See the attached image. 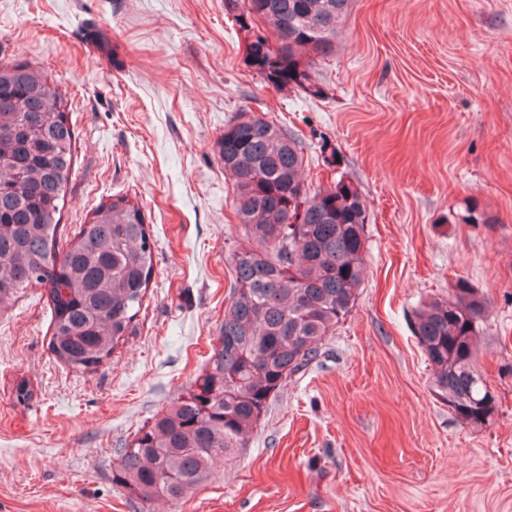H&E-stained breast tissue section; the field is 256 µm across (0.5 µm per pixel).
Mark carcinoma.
<instances>
[{"label": "carcinoma", "mask_w": 512, "mask_h": 512, "mask_svg": "<svg viewBox=\"0 0 512 512\" xmlns=\"http://www.w3.org/2000/svg\"><path fill=\"white\" fill-rule=\"evenodd\" d=\"M240 40L269 27L277 40L245 45L244 63L267 84L324 96L314 59L334 51L350 0H232ZM67 104L30 62L0 66V314L33 286L51 309L48 349L72 371L102 366L139 312L153 271L145 214L125 195L100 203L66 249L58 227L74 164ZM236 180L234 210L243 239L233 254L235 282L218 343L202 375L117 449L112 480L145 502L180 503L214 467L248 444L291 374L352 310L361 285L367 206L341 175L310 193L303 148L264 115L242 111L219 142ZM486 300L459 278L448 295L415 312L414 333L433 385L463 423L489 422L486 381L473 337Z\"/></svg>", "instance_id": "carcinoma-1"}]
</instances>
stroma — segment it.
Segmentation results:
<instances>
[{
  "mask_svg": "<svg viewBox=\"0 0 512 512\" xmlns=\"http://www.w3.org/2000/svg\"><path fill=\"white\" fill-rule=\"evenodd\" d=\"M17 61L68 102L62 240L125 195L154 247L132 332L95 373L53 359L42 288L0 315V512H512V0H351L316 99L251 72L224 0H0V63ZM242 110L299 135L305 186L342 173L361 191L363 281L247 448L178 505L146 503L113 482L116 450L217 342L243 238L218 143ZM460 278L487 298L482 426L437 393L413 331Z\"/></svg>",
  "mask_w": 512,
  "mask_h": 512,
  "instance_id": "obj_1",
  "label": "stroma"
}]
</instances>
